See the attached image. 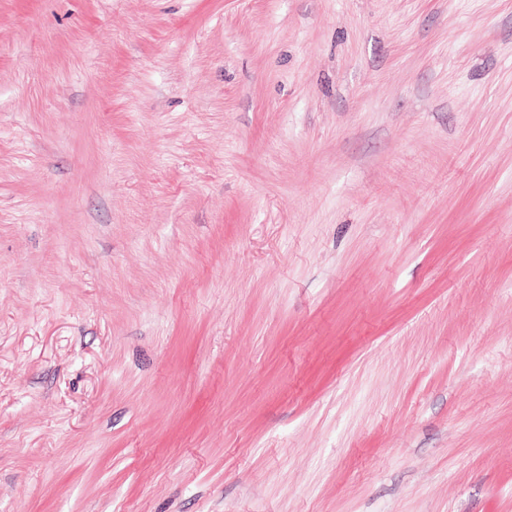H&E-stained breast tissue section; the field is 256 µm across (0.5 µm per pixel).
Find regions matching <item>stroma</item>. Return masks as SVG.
<instances>
[{
    "instance_id": "stroma-1",
    "label": "stroma",
    "mask_w": 512,
    "mask_h": 512,
    "mask_svg": "<svg viewBox=\"0 0 512 512\" xmlns=\"http://www.w3.org/2000/svg\"><path fill=\"white\" fill-rule=\"evenodd\" d=\"M0 512H512V0H0Z\"/></svg>"
}]
</instances>
